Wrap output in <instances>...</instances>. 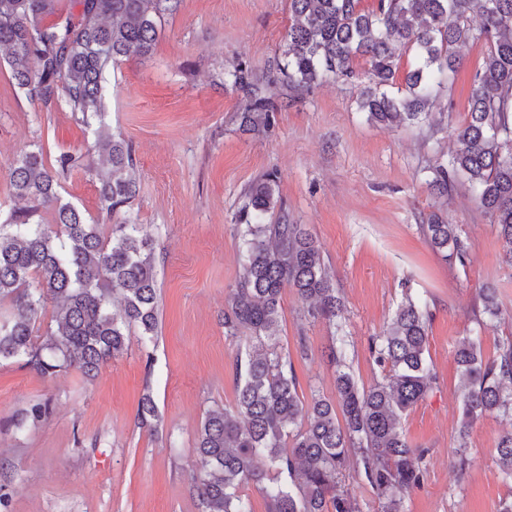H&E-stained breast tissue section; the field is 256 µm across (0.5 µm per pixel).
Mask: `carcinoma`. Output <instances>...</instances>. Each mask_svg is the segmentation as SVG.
Masks as SVG:
<instances>
[{"instance_id": "1", "label": "carcinoma", "mask_w": 512, "mask_h": 512, "mask_svg": "<svg viewBox=\"0 0 512 512\" xmlns=\"http://www.w3.org/2000/svg\"><path fill=\"white\" fill-rule=\"evenodd\" d=\"M57 0H0V62L15 84L47 109L61 103L96 130L103 160L95 168L101 209L120 215L138 190L132 144L103 125L106 70L131 55L150 54L158 21L178 0H79L80 17L57 12ZM291 24L282 57L267 78L242 62L224 72V85L240 96L238 127L265 135L275 113L319 81L356 77L366 59L369 82L357 104L373 124L400 128L432 118L433 87L461 65L459 48H486L469 97V120L456 131L458 148L435 168L430 185L443 196L466 181L497 224L512 265V0H290ZM53 20L44 22L45 17ZM415 53V69L396 85L403 53ZM82 165L64 152L51 164L37 146L10 168L13 197L26 203L0 219V361L20 360L42 373L97 372L128 348L136 330L145 345L159 331L155 245L138 224L123 218L90 222L59 194L61 175ZM236 216L242 272L224 307V335L247 334L236 358L237 398L232 409L207 412L198 430L199 471L194 477L204 512H253L243 489L261 492L267 512H361L345 484V466L379 501L380 512H404L400 493L426 474V449L414 448L401 427L406 413L436 383L426 358L428 314L409 300L370 352L388 382L365 389L349 369L345 337L331 349L337 403L311 390L306 402L288 352L276 342L282 290L295 289L312 318L331 324L343 300L321 247L301 224L288 223L276 178L252 183ZM276 222H266L267 217ZM422 232L445 261L462 259L457 226L431 213ZM120 299V312L113 310ZM56 306L42 325L47 302ZM462 389L459 438L491 413H512V340L491 363L465 337L455 349ZM139 424L158 428L151 394L138 409ZM503 478L512 481V432L496 446Z\"/></svg>"}]
</instances>
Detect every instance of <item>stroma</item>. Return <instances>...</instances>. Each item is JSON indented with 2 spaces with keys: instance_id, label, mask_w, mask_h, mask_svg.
<instances>
[{
  "instance_id": "stroma-1",
  "label": "stroma",
  "mask_w": 512,
  "mask_h": 512,
  "mask_svg": "<svg viewBox=\"0 0 512 512\" xmlns=\"http://www.w3.org/2000/svg\"><path fill=\"white\" fill-rule=\"evenodd\" d=\"M291 21L289 0H181L164 15L150 55L108 72L105 121L135 149L139 193L126 215L156 240L159 333L129 349L93 380L68 369L43 375L20 361L0 363V512H202L191 477L199 469L197 432L207 410L236 397V355L245 343L224 335V306L241 272L234 215L246 189L272 174L288 221L305 225L344 301L342 333L360 386L385 373L369 353L405 298L429 313L427 358L437 376L402 420L412 445L426 448V477L403 498L405 512H499L512 497L495 448L512 417L490 414L459 443L460 374L454 348L478 337L484 361L512 340V266L496 224L458 182L445 198L428 182L456 149L467 120L471 78L483 63L479 43L461 47L462 63L435 91L432 120L391 129L357 108L361 82L329 80L277 112L265 137L241 133L237 93L224 72L246 62L269 72ZM96 135L66 107L45 109L0 67V213L16 202L10 165L42 146L46 160L82 156L84 167L60 192L106 223L89 171ZM438 213L458 227L464 262L449 263L419 226ZM494 289L502 314L482 312L480 289ZM293 288L282 293L276 341L288 350L300 395L336 396L327 354L328 322L303 315ZM305 340L307 357L296 352ZM152 393L161 422L141 428L139 400ZM48 407L32 423L25 415ZM466 467H459V457Z\"/></svg>"
}]
</instances>
